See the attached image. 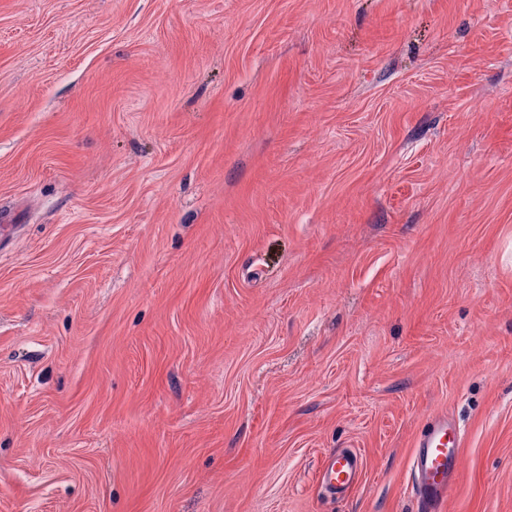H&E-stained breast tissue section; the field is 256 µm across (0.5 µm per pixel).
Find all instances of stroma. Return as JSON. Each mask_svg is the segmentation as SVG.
Instances as JSON below:
<instances>
[{
    "label": "stroma",
    "mask_w": 512,
    "mask_h": 512,
    "mask_svg": "<svg viewBox=\"0 0 512 512\" xmlns=\"http://www.w3.org/2000/svg\"><path fill=\"white\" fill-rule=\"evenodd\" d=\"M443 414L512 512V0H0V512H419ZM363 458L354 452H338L327 458L322 467V483L345 492L358 481L363 471Z\"/></svg>",
    "instance_id": "stroma-1"
}]
</instances>
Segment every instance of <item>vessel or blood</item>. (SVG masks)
Masks as SVG:
<instances>
[{
	"label": "vessel or blood",
	"mask_w": 512,
	"mask_h": 512,
	"mask_svg": "<svg viewBox=\"0 0 512 512\" xmlns=\"http://www.w3.org/2000/svg\"><path fill=\"white\" fill-rule=\"evenodd\" d=\"M461 447V434L447 418L436 419L421 435L413 459V474L421 512H439L455 477ZM363 458L353 452H339L327 458L322 467L325 486L340 491L351 489L363 471Z\"/></svg>",
	"instance_id": "obj_1"
}]
</instances>
